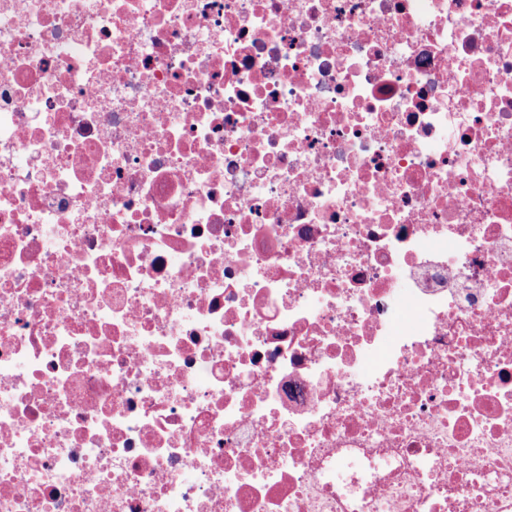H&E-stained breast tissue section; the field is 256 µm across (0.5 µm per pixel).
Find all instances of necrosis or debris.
Instances as JSON below:
<instances>
[{
    "label": "necrosis or debris",
    "instance_id": "1",
    "mask_svg": "<svg viewBox=\"0 0 512 512\" xmlns=\"http://www.w3.org/2000/svg\"><path fill=\"white\" fill-rule=\"evenodd\" d=\"M0 512H512V0H0Z\"/></svg>",
    "mask_w": 512,
    "mask_h": 512
}]
</instances>
